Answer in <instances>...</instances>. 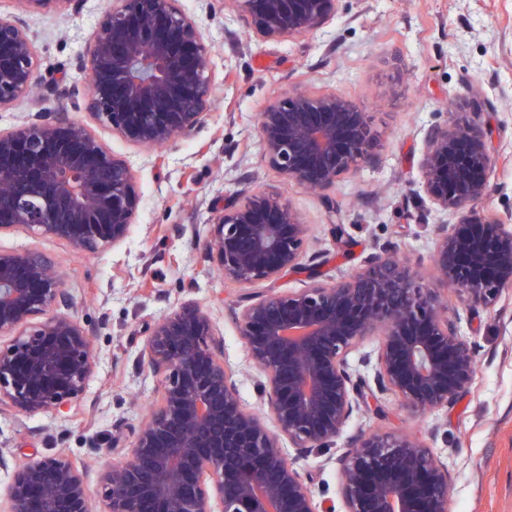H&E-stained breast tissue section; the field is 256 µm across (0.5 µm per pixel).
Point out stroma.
<instances>
[{
    "instance_id": "35a3bbf8",
    "label": "stroma",
    "mask_w": 512,
    "mask_h": 512,
    "mask_svg": "<svg viewBox=\"0 0 512 512\" xmlns=\"http://www.w3.org/2000/svg\"><path fill=\"white\" fill-rule=\"evenodd\" d=\"M108 2L84 0L79 10L58 13L0 0V15L23 19L43 84L83 92L87 76L78 62ZM179 5L211 48L219 95L204 123L157 148L87 123L133 168L140 202L127 239L92 255L56 239L0 234L1 250L32 248L53 259L99 353L68 417L0 408V448L18 463L67 454L83 471L91 512L104 508L106 463L123 459L112 447L113 434L140 426L160 398L161 381L141 360L154 323L180 303L193 301L210 313L244 403L262 410L261 374L231 313L244 288L224 279L205 248L224 206L256 189L279 193L309 226L305 253L321 256L323 282L355 273L388 243L430 280L434 229L461 216L438 210L422 187L425 134L477 101L496 163L473 208L512 229V0H338L319 29L271 39L255 33L233 0ZM293 88L335 93L368 113L381 142L377 160L326 191L270 166L257 116L274 94ZM335 224L342 238L332 235ZM460 334L476 349L477 371L452 406L416 413L386 394L387 418L354 411L332 448L295 457L317 499L343 512L336 460L351 437L375 431L416 436L447 466L449 512H512V290L462 320Z\"/></svg>"
}]
</instances>
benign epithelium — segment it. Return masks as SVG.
Returning a JSON list of instances; mask_svg holds the SVG:
<instances>
[{
	"instance_id": "benign-epithelium-1",
	"label": "benign epithelium",
	"mask_w": 512,
	"mask_h": 512,
	"mask_svg": "<svg viewBox=\"0 0 512 512\" xmlns=\"http://www.w3.org/2000/svg\"><path fill=\"white\" fill-rule=\"evenodd\" d=\"M26 8L77 9L82 0H19ZM338 0H236L257 35L279 38L320 27ZM210 47L179 0H113L79 68L88 93L50 87L48 106L0 132V233L25 231L87 254L123 242L138 193L129 164L106 150L74 112L138 145L191 135L217 87ZM35 52L21 20L0 16V108L26 99ZM481 113L465 112L425 136L423 186L442 211L467 212L436 225L434 282L456 288L473 314L512 288V232L470 205L487 191L495 158ZM264 158L288 179L325 190L380 144L364 112L336 94L282 91L258 115ZM308 227L273 190L224 209L206 250L224 278L247 286L303 270L309 284L288 293L248 292L234 318L263 373L259 398L273 421L243 404L224 364V338L209 312L186 301L152 327L143 356L162 378L160 400L127 449L106 465L104 512H335L317 500L288 449L328 448L364 406L385 415L379 396L434 410L471 384L475 351L459 334V309L443 305L396 257L378 249L364 268L327 284L320 256L303 263ZM54 261L36 249L0 251V406L25 415L71 410L97 366L91 335L72 313ZM382 333L361 358L373 383L348 361L351 348ZM338 460L344 512H448V469L408 435L361 433ZM4 512H89L83 472L50 455L18 466Z\"/></svg>"
}]
</instances>
